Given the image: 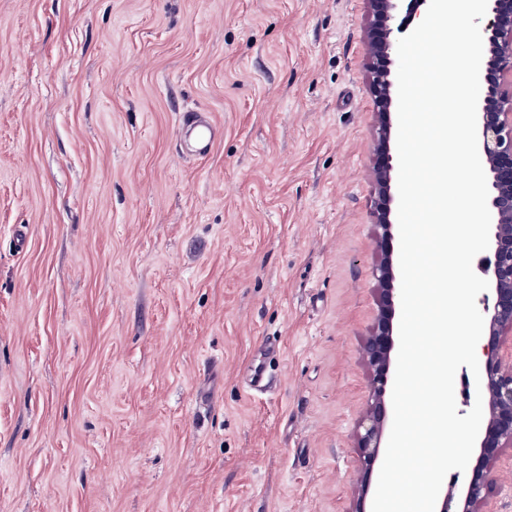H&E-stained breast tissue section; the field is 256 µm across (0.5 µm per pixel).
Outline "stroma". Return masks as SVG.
<instances>
[{
	"instance_id": "35a3bbf8",
	"label": "stroma",
	"mask_w": 512,
	"mask_h": 512,
	"mask_svg": "<svg viewBox=\"0 0 512 512\" xmlns=\"http://www.w3.org/2000/svg\"><path fill=\"white\" fill-rule=\"evenodd\" d=\"M372 35L366 0H0V512H354ZM187 123L195 125L197 129V139L199 142L198 155H207L218 138V127L209 119L198 118V116L193 113L183 115V124Z\"/></svg>"
}]
</instances>
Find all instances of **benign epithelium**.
I'll list each match as a JSON object with an SVG mask.
<instances>
[{
	"label": "benign epithelium",
	"mask_w": 512,
	"mask_h": 512,
	"mask_svg": "<svg viewBox=\"0 0 512 512\" xmlns=\"http://www.w3.org/2000/svg\"><path fill=\"white\" fill-rule=\"evenodd\" d=\"M374 26L380 37L371 44L373 58L370 67L375 91V107L382 117L377 128L379 140L391 137L393 106L391 67L395 64L396 36L404 32L421 6L419 0H368ZM483 57L480 82L488 85V95L477 105L478 150L489 190L488 206L492 212L494 240L492 257L482 272L488 276V294L483 298L484 328L482 347L483 375L481 393L485 406V426L479 441V464L469 482L460 492L456 509L450 510L443 499L437 512H485L493 476L490 463L504 449H512V361L505 362L504 348L512 336V106L498 95L502 73L512 71V0H488L485 23L481 26ZM393 157L387 153L376 170V182L386 206L378 212L376 238L385 251L383 263L377 269V281L382 289V309L363 358L373 377L370 403L359 424L357 448L360 456V479L355 512H372L373 501L367 500L370 478L379 461L381 443L387 428L385 407L394 349V273L392 210L387 203L393 199Z\"/></svg>",
	"instance_id": "obj_1"
}]
</instances>
